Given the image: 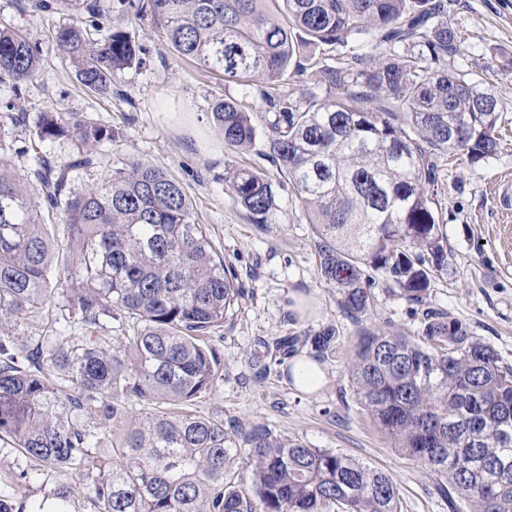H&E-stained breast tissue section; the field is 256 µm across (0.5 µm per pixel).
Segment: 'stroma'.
Wrapping results in <instances>:
<instances>
[{"instance_id":"stroma-1","label":"stroma","mask_w":512,"mask_h":512,"mask_svg":"<svg viewBox=\"0 0 512 512\" xmlns=\"http://www.w3.org/2000/svg\"><path fill=\"white\" fill-rule=\"evenodd\" d=\"M101 5L104 25L123 27L147 54L143 67L114 73L110 91L98 95L83 89L51 40L56 26L87 21L86 13L76 11L70 0H56L48 12L32 11L28 0H0V22L22 26L42 51L39 69L20 88L0 84V139L14 150L15 165H30L26 149L35 118L53 109L81 112L119 130L117 142L100 148L104 166L134 157L168 168L191 200L195 221L208 227L245 290L241 310L211 340L223 358V378L195 400L192 413L228 426L265 424L310 447L353 456L393 480L401 512H449L430 471L394 448L353 391L347 345L359 325L342 308L335 289L318 277L306 213L292 205L282 186L271 223L253 224L229 196L225 165L249 163L268 172L273 166L258 152L225 149L210 121L212 106L226 96L251 112L264 111V103L249 87L225 84L195 61L177 57L160 29L136 19L120 0H101ZM453 15L467 51L449 57V65L494 91L509 109L499 120L501 143L494 156L440 164L438 199L451 273L435 284L427 305L466 322L512 364V223H504L494 189L496 177L512 171V0H453ZM374 279L372 289L392 328L416 333L422 315L415 305L388 291L382 274ZM298 296L310 300L309 315L293 310ZM328 326L335 328L341 348L323 360L325 381L317 391H299L282 365L256 379V371L270 360L268 344ZM23 465L15 449L0 443V494L39 500V481L15 479Z\"/></svg>"}]
</instances>
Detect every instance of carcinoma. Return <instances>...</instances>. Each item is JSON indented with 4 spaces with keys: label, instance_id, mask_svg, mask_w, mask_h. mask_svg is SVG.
<instances>
[{
    "label": "carcinoma",
    "instance_id": "cac0c4a2",
    "mask_svg": "<svg viewBox=\"0 0 512 512\" xmlns=\"http://www.w3.org/2000/svg\"><path fill=\"white\" fill-rule=\"evenodd\" d=\"M163 31L168 45L266 103L249 112L217 100L210 119L224 146L255 147L269 176L245 165L224 172L253 224L278 209L276 186L313 226L317 272L362 327L352 349L355 394L409 459L429 468L452 512H512V366L462 320L425 309L413 336L381 318L365 268L382 272L422 306L449 274L440 224L439 157L496 154L507 106L444 65L465 52L446 0H121ZM54 42L79 82L105 94L118 71L144 64L145 48L121 27L79 22ZM332 49L335 64L313 62ZM41 61L19 25L0 26V83L30 79ZM313 68L288 92V72ZM40 143L68 139L69 160L44 157L22 171L0 143V324L19 328L56 307L69 334L17 345L0 338V440L50 484L40 503L0 498V512H400L391 478L333 451L311 448L264 424L173 410L212 391L221 356L204 336L242 307L243 288L224 265L168 169L127 159L100 171L97 147L119 132L79 113L46 110ZM70 250L53 280L56 230ZM116 321L120 342L95 336ZM336 351L329 327L288 336L276 350ZM145 404L120 429L124 405ZM90 412L92 428L83 421ZM122 430L101 446L100 434ZM79 472L89 493L66 481ZM251 492L242 489L243 475Z\"/></svg>",
    "mask_w": 512,
    "mask_h": 512
}]
</instances>
